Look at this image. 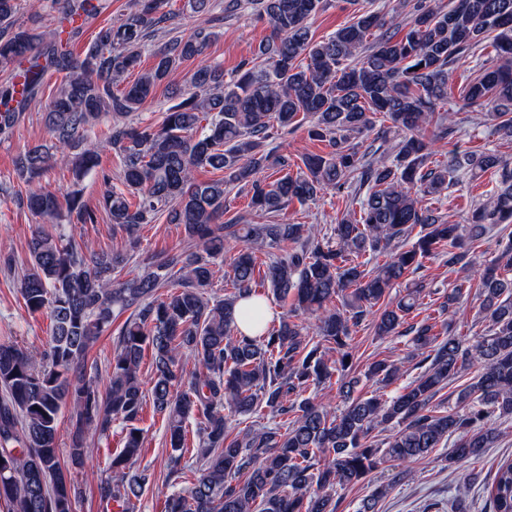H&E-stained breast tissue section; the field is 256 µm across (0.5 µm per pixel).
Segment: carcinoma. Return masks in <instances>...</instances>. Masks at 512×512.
<instances>
[{
    "label": "carcinoma",
    "mask_w": 512,
    "mask_h": 512,
    "mask_svg": "<svg viewBox=\"0 0 512 512\" xmlns=\"http://www.w3.org/2000/svg\"><path fill=\"white\" fill-rule=\"evenodd\" d=\"M169 0H133L135 10L117 25L102 27L80 55L68 42L80 27L61 29L43 42L16 26L19 0H0V64L20 69L0 89V133H8L36 102L46 66L61 74L43 112L52 144L26 149L16 162L31 183L56 164L79 182L100 166V152L120 158L124 188H110L100 201L129 247L139 231L166 214L181 224L183 250L162 254L156 269L119 281L129 261L122 252L76 242L71 229L98 223V209L76 193L42 185L23 204L55 225L32 231L29 265L20 276L26 309L51 311L46 347L29 350L0 341V508L3 512H74L80 491L70 469L83 466L94 449L88 438L112 434L119 424L123 446L112 455V475L98 484L101 512H133V500L152 481L136 469L143 450L139 426L144 407L163 415L171 454L168 479L178 484L185 454L197 475L189 486L165 495L162 512H337L338 491L387 463L409 464L450 446L448 465L480 457L501 437L498 425L512 420V234L498 240L493 261L464 277L438 304L435 315L408 325L414 350L428 366L396 394H356L357 357L351 344L359 323L372 316L380 338L399 333L420 305L418 283L397 301L392 288L422 267L423 259L448 255V269H465L472 245L501 224L512 223V168L494 150L464 151L434 162V144L454 132L448 102L449 74L462 57L491 49L496 64L462 89L470 107H490L495 133L512 139V0H401L406 23L373 10L359 11L333 35L317 40L312 19L330 0H252L268 20L270 35L251 58L225 79L224 69L203 56L214 37L205 18L187 37H171L153 49V66L140 65L147 41L167 22ZM100 0H66L63 18L94 16ZM200 59L175 92L162 122L134 125L153 90L186 60ZM383 115L405 133L390 161L361 162L367 132ZM105 140L83 141L104 116ZM308 124L311 139L330 151L301 157L294 175L271 182L263 173L288 162L269 146V130L290 132ZM437 130L426 140L420 130ZM209 167L224 177L199 181ZM490 175L496 190L471 212L469 222L449 224L422 207L412 190L438 195L460 171ZM367 186L359 210L345 214L325 234L301 224H240L221 221L224 188H250L254 207L275 217L294 200L301 204L352 180ZM416 225L422 234L410 248ZM378 252L383 260L364 259ZM230 254L233 292L208 294L216 266ZM268 287L290 302L276 325L253 311L255 336L238 330L234 309ZM476 288L485 333L472 344L452 332L453 305L463 288ZM130 312L118 329L115 350L98 388L99 367L88 353L116 315ZM314 315V328L302 316ZM151 354L152 386L144 391L140 366ZM477 379L456 390L448 407L437 394L473 364ZM400 367L385 359L368 364L364 377L384 387ZM337 385L343 407L302 397L311 386ZM72 409L67 462L58 448V418ZM238 415L292 416L286 427L260 426L229 432L224 410ZM492 512H512V462L500 465L490 490Z\"/></svg>",
    "instance_id": "1"
}]
</instances>
